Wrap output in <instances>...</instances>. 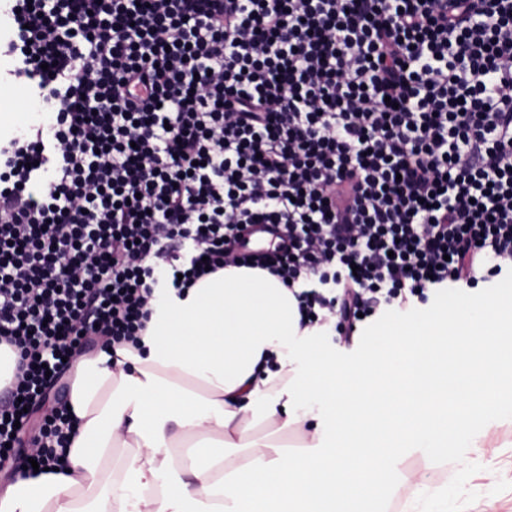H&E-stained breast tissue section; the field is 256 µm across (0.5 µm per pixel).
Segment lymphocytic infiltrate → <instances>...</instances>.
I'll list each match as a JSON object with an SVG mask.
<instances>
[{
  "mask_svg": "<svg viewBox=\"0 0 512 512\" xmlns=\"http://www.w3.org/2000/svg\"><path fill=\"white\" fill-rule=\"evenodd\" d=\"M53 117L0 146V456L81 349L234 264L301 326L512 268V0H0ZM167 225L159 234L158 225ZM82 267L72 278V267ZM40 426V468L75 434Z\"/></svg>",
  "mask_w": 512,
  "mask_h": 512,
  "instance_id": "obj_1",
  "label": "lymphocytic infiltrate"
}]
</instances>
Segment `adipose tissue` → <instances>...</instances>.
Masks as SVG:
<instances>
[{
  "mask_svg": "<svg viewBox=\"0 0 512 512\" xmlns=\"http://www.w3.org/2000/svg\"><path fill=\"white\" fill-rule=\"evenodd\" d=\"M142 351L76 358L77 434L58 474L16 476L0 512H448L399 469L482 459L512 426V291H470L381 328L359 366L318 351L268 271L228 266L185 296L156 291ZM293 431L254 439L250 424Z\"/></svg>",
  "mask_w": 512,
  "mask_h": 512,
  "instance_id": "adipose-tissue-1",
  "label": "adipose tissue"
}]
</instances>
